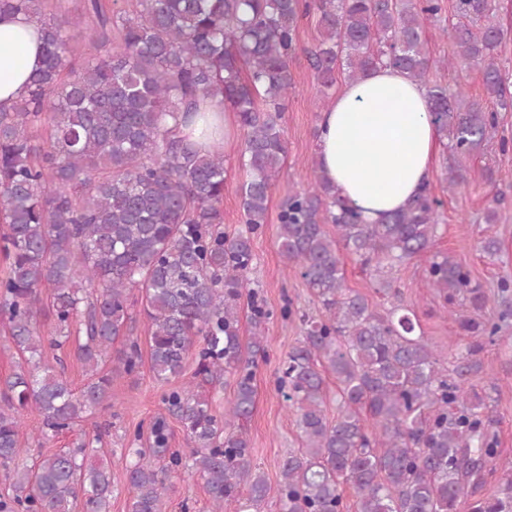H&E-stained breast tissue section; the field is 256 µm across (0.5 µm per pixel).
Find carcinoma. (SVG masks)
Listing matches in <instances>:
<instances>
[{
    "label": "carcinoma",
    "mask_w": 512,
    "mask_h": 512,
    "mask_svg": "<svg viewBox=\"0 0 512 512\" xmlns=\"http://www.w3.org/2000/svg\"><path fill=\"white\" fill-rule=\"evenodd\" d=\"M50 0H0V15L22 13L42 27L43 60L26 95L0 107V320L18 356L0 377V469L12 494L0 512H110L112 477L98 457L107 434L95 424L76 446L19 466L21 410L42 417L39 439L71 433L87 417L112 407V378L99 371L112 345L125 338L115 370L142 362L128 336L136 316L149 331L155 381L185 374L199 347L192 378L162 395L163 412L149 426V447L130 448L128 512H165L172 471L204 479L214 512L224 503L257 509L268 484L253 464L244 433L226 430L255 405L257 359L265 356L269 312L258 303L250 273L252 234L267 223L273 182L286 157L280 124L295 89L291 60L302 20L317 14L320 39L306 51L321 90L338 76L397 68L424 85L429 116L450 160L448 188L464 176L456 160L495 137L497 112L512 110L497 63L508 30L496 0H454L448 58L428 51L425 22L440 0H85L95 25L88 42L102 49L76 59L65 21ZM461 63L482 74L492 106L457 88L426 81L435 67ZM211 99L235 113L243 131L239 184L245 230L224 232V153L203 151L167 116L188 120ZM441 202L430 185L379 224L314 174L288 193L278 213V247L318 299V316L297 313L302 339L279 369L277 388L298 415L304 448L280 462L281 512H343L342 487L357 494V512H458L476 494L496 454L485 397L466 390L477 373L479 336L499 325L483 317L484 285L454 257L433 251ZM334 226L331 235L328 226ZM355 255L397 294L392 270L427 257V286L447 306L467 305L459 320L457 362L444 367L417 334L415 314L382 315L345 286L339 251ZM48 301L55 327L37 329ZM499 318L512 316V285L500 282ZM247 307L252 336H239ZM93 379L75 391L62 372L42 365L46 351L71 337ZM336 378V418L325 413V373ZM236 376L233 397L217 415L203 384ZM178 421L190 450L169 447V420ZM471 512H512V475L503 496L472 502Z\"/></svg>",
    "instance_id": "carcinoma-1"
}]
</instances>
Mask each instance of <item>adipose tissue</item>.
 I'll return each mask as SVG.
<instances>
[{
	"label": "adipose tissue",
	"instance_id": "obj_1",
	"mask_svg": "<svg viewBox=\"0 0 512 512\" xmlns=\"http://www.w3.org/2000/svg\"><path fill=\"white\" fill-rule=\"evenodd\" d=\"M42 60L39 24L25 16L0 18V104L22 95ZM231 116L211 101L183 134L202 148L228 142ZM441 140L428 114L424 88L389 66L342 85L318 123L320 174L360 210L365 223H378L400 210L429 181Z\"/></svg>",
	"mask_w": 512,
	"mask_h": 512
}]
</instances>
